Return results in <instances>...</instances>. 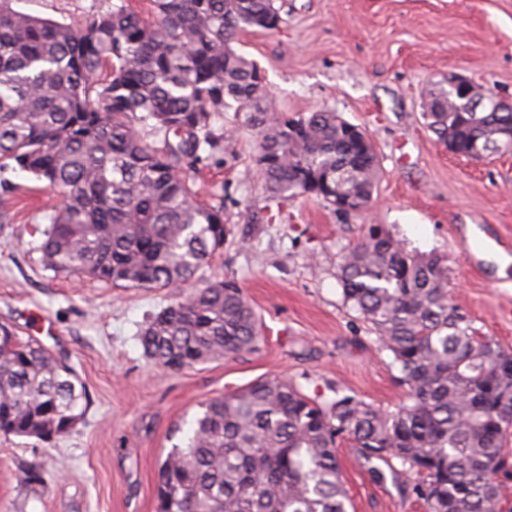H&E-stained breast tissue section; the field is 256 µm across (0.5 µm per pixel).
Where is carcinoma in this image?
Returning a JSON list of instances; mask_svg holds the SVG:
<instances>
[{
	"instance_id": "carcinoma-1",
	"label": "carcinoma",
	"mask_w": 512,
	"mask_h": 512,
	"mask_svg": "<svg viewBox=\"0 0 512 512\" xmlns=\"http://www.w3.org/2000/svg\"><path fill=\"white\" fill-rule=\"evenodd\" d=\"M275 0H153L145 20L125 0L74 29L0 0V160L45 182L61 206L42 231L56 274L118 288L190 282L230 234L224 206L195 200L190 173L221 151L213 120L233 109L261 134L273 199L336 206V187L368 204L378 162L370 139L321 109L293 118L263 105L264 79L232 44L279 29ZM109 68L106 78L98 72ZM422 115L457 155L494 154L512 110L480 112L431 89ZM343 298L392 356L406 403L382 411L350 395L311 398L293 382L259 381L212 398L158 466V512H348L337 447L396 461L428 512H501L512 454V352L477 336L448 300V259L408 253L378 224L345 252ZM258 320L234 281L186 290L140 331L167 370L257 348ZM89 395L75 370L0 324V435L70 433Z\"/></svg>"
}]
</instances>
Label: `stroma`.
Returning <instances> with one entry per match:
<instances>
[{
	"label": "stroma",
	"mask_w": 512,
	"mask_h": 512,
	"mask_svg": "<svg viewBox=\"0 0 512 512\" xmlns=\"http://www.w3.org/2000/svg\"><path fill=\"white\" fill-rule=\"evenodd\" d=\"M113 0H17L70 26ZM278 30L234 48L260 69L273 112L331 109L371 138L379 180L368 212L305 197L273 200L259 174L260 136L228 111L224 151L191 175L199 202L224 206L231 233L194 285L236 281L266 336L257 350L180 371L144 357L137 332L170 289L115 288L46 269L38 246L60 199L34 176L0 167V323L63 358L91 404L69 434L0 436V512H156L157 468L175 428L201 403L278 376L308 396L331 389L384 410L406 402L389 353L346 304L342 253L382 225L409 253L448 259V298L476 335L512 350V267L472 262L473 225L512 243V155L471 159L439 144L422 117L426 88L448 75L512 101V0H277ZM349 512H424L412 478L337 450ZM28 479H21V471Z\"/></svg>",
	"instance_id": "obj_1"
}]
</instances>
